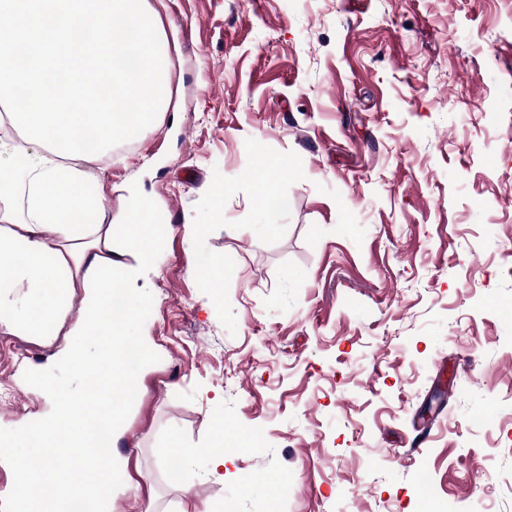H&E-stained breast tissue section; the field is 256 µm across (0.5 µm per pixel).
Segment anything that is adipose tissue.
<instances>
[{"mask_svg":"<svg viewBox=\"0 0 512 512\" xmlns=\"http://www.w3.org/2000/svg\"><path fill=\"white\" fill-rule=\"evenodd\" d=\"M160 36L148 0H0V154L8 157L0 164V324L30 336L65 333L74 383L62 396L36 378L52 404L46 423L20 432L37 454L13 465V512H58L109 486L112 465L92 446L131 388L125 321H113L111 297L136 278L165 229L141 199L133 221L113 218L88 164L165 107Z\"/></svg>","mask_w":512,"mask_h":512,"instance_id":"ef3b65f1","label":"adipose tissue"}]
</instances>
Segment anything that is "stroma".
Here are the masks:
<instances>
[{
	"label": "stroma",
	"instance_id": "obj_1",
	"mask_svg": "<svg viewBox=\"0 0 512 512\" xmlns=\"http://www.w3.org/2000/svg\"><path fill=\"white\" fill-rule=\"evenodd\" d=\"M149 4L169 104L118 137L102 203L150 198L169 232L124 291L152 356L126 365L112 512H512V0ZM0 339L11 434L49 408L26 376L70 374ZM219 420L261 445L220 477L169 455Z\"/></svg>",
	"mask_w": 512,
	"mask_h": 512
}]
</instances>
